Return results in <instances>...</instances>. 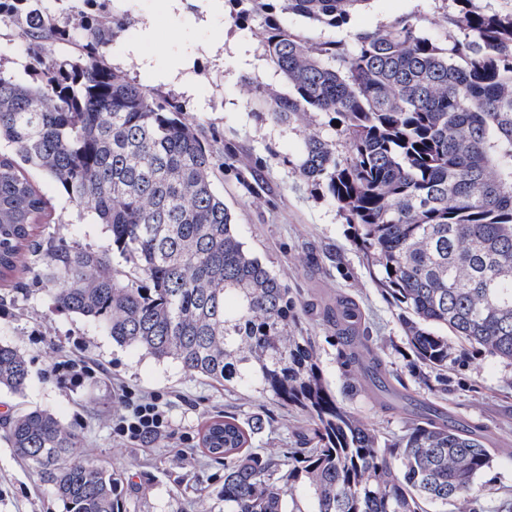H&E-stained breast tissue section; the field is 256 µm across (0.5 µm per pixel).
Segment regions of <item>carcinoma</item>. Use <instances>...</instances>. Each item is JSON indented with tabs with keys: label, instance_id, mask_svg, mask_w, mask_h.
Wrapping results in <instances>:
<instances>
[{
	"label": "carcinoma",
	"instance_id": "cac0c4a2",
	"mask_svg": "<svg viewBox=\"0 0 512 512\" xmlns=\"http://www.w3.org/2000/svg\"><path fill=\"white\" fill-rule=\"evenodd\" d=\"M0 0V27L35 50L36 78L0 68V286L40 288L56 307L116 343L219 386L253 388L300 412L296 447H251L260 416L216 418L202 444L224 459V512H477L475 481L492 464L487 427L423 405L399 433L336 399L288 285L240 240L213 188L221 153L177 101L140 86L103 49L124 28L108 0ZM262 20L266 56L288 93H250L277 123L328 117L308 129L300 177L355 224L384 291L403 307L409 372L462 357L512 362V0H444V39L401 19L355 35L352 47L283 28L288 12L336 29L370 0H239ZM55 42L76 45L57 57ZM53 179L109 232L106 245L37 237L52 206L26 175ZM130 270L114 264V255ZM359 312L336 305L344 390L390 377ZM26 357L0 343V388L21 393ZM17 455L51 484L63 512H117L118 478L75 456L82 435L43 410L11 417Z\"/></svg>",
	"mask_w": 512,
	"mask_h": 512
}]
</instances>
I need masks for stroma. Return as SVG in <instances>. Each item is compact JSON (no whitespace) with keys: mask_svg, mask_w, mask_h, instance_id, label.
<instances>
[{"mask_svg":"<svg viewBox=\"0 0 512 512\" xmlns=\"http://www.w3.org/2000/svg\"><path fill=\"white\" fill-rule=\"evenodd\" d=\"M130 25L106 49L110 63L144 88L172 95L185 118L206 137L221 141L223 172L215 189L231 211L246 248L285 281L297 302L304 334L312 336L324 378L337 400L368 422L394 432L404 427L417 403L447 408L455 419L477 421L492 432L495 455L478 488L483 512H498L501 491L512 492V365L474 356L448 369V390L438 393L436 378H406L409 402L388 415L364 397H348L337 360L336 331L325 316L338 299L352 300L362 313L360 328L373 337L390 370L404 373L409 347L401 311L382 291L379 272L367 262L353 225L336 205L298 175L303 136L297 125L271 121L252 98L248 85L260 82L287 92L288 83L265 55L259 22L237 21L236 0H112ZM441 0H371L328 38L352 44L356 33L412 19L429 35L442 34ZM151 33H144V24ZM187 63L188 84L164 81L162 74ZM28 174L55 210V223L39 228L97 247L106 243L105 225L73 203L45 173ZM0 342L19 349L29 362L23 394L0 392V420L21 409L51 412L76 426L81 450L120 479L122 512H224V464L202 448L203 429L217 416L248 419L264 415L268 425L255 445L262 451L294 447L305 419L251 388H224L189 376L173 361L159 362L120 346L99 326L57 309L43 291L0 288ZM104 364L105 374L78 388L61 385L54 363L70 359L76 345ZM143 393L169 395L167 434L144 445L122 446L112 439L119 410L117 385ZM0 512H63L51 485L43 482L0 437Z\"/></svg>","mask_w":512,"mask_h":512,"instance_id":"obj_1","label":"stroma"}]
</instances>
